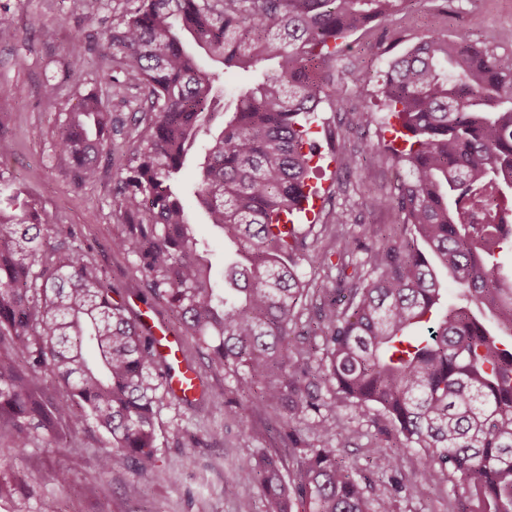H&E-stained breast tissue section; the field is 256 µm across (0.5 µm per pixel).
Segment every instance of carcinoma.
I'll return each mask as SVG.
<instances>
[{
	"mask_svg": "<svg viewBox=\"0 0 512 512\" xmlns=\"http://www.w3.org/2000/svg\"><path fill=\"white\" fill-rule=\"evenodd\" d=\"M405 0H141L93 39L112 58V96L141 90L127 164L112 191L123 220L116 247L134 257L150 294L235 381L226 414L272 408L287 423L310 421L320 443L301 447L300 481L290 484L278 454L253 457L247 475L265 512H391L368 504L365 487L332 441L346 424L321 414V386L351 405L375 408L397 442L378 448L377 470L416 455L423 480L440 473L463 490L459 512H512V272L499 260L512 244V53L497 54L459 34L433 31L379 75L405 145L385 149L408 168L397 195L374 205L398 212L407 233L365 247L336 234L330 251L304 252L297 225L281 230L311 168L304 145L333 92L319 71L336 41L381 24ZM86 35H74L70 66L83 67ZM224 68L270 70L224 106ZM123 77H118V74ZM112 113L81 96L56 131L51 157L78 187L99 177L111 148ZM359 166L372 149L345 150ZM193 161L194 194L205 223L234 248L217 278L209 245L185 209L180 175ZM0 172V444L15 453L45 431L98 432L109 447L103 470L141 465L157 444L155 414L175 395L144 337L140 317L116 300L104 271L72 248L71 224L47 220ZM360 260H355L357 253ZM337 260H332V257ZM336 271L338 293L313 305L317 325L298 331L308 296L301 262ZM457 288L447 300L445 282ZM323 339L326 356L312 339ZM51 372L66 397H47L36 378Z\"/></svg>",
	"mask_w": 512,
	"mask_h": 512,
	"instance_id": "carcinoma-1",
	"label": "carcinoma"
}]
</instances>
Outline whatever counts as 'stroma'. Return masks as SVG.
Masks as SVG:
<instances>
[{"label": "stroma", "mask_w": 512, "mask_h": 512, "mask_svg": "<svg viewBox=\"0 0 512 512\" xmlns=\"http://www.w3.org/2000/svg\"><path fill=\"white\" fill-rule=\"evenodd\" d=\"M137 5L138 0H100L91 16L74 8L72 0H0V14L12 21L10 28L0 31V141L8 144L0 154V172L41 202L49 220L73 225L75 246L90 253L128 306L147 302L149 314L169 326L173 320L165 304L152 299L133 259L113 247L123 226L109 202L114 180L128 158V127L141 92L130 89L121 100L101 90L100 77L112 63L98 52H86L82 70L70 68L75 30H103ZM434 29L451 36L465 33L479 45L510 52L512 0H407L394 21L340 41L326 77L340 81L342 92L339 100L322 103L312 125L323 157L310 174L320 206L300 222L309 252L333 246L336 228L331 215L338 211L347 215L345 231L362 244L378 243L385 234L405 235L398 213L371 201L373 194L393 193L406 176L383 149L393 141L394 129L378 76L393 58ZM355 72L364 74V81H353ZM48 82L56 88L51 102L43 95ZM91 90L101 91L112 114V151L99 159L97 182L80 189L47 154L63 113ZM363 109L369 118L361 125L355 114ZM334 132L345 134L351 149L370 143L358 169L342 167L340 154L329 141ZM183 352L204 395L229 390L231 377L212 364L194 340L184 338ZM321 396L326 413L346 422L347 432L335 445L371 499L391 500L393 512H457V495L447 479L439 474L420 480L417 457H406L383 474L369 468L373 448L395 439L385 416L356 410L327 387ZM155 427V457L139 470H100L96 459L107 444L101 434L78 433L57 442L41 433L21 457L1 449L0 479L11 482L13 492L0 498V512H264L262 490L245 472L258 449L287 454L283 419L277 411H252L240 420L214 410L204 396L190 405L168 396L159 406ZM62 472L69 475L64 484L57 479ZM131 483L139 486L138 496L127 495Z\"/></svg>", "instance_id": "obj_1"}]
</instances>
